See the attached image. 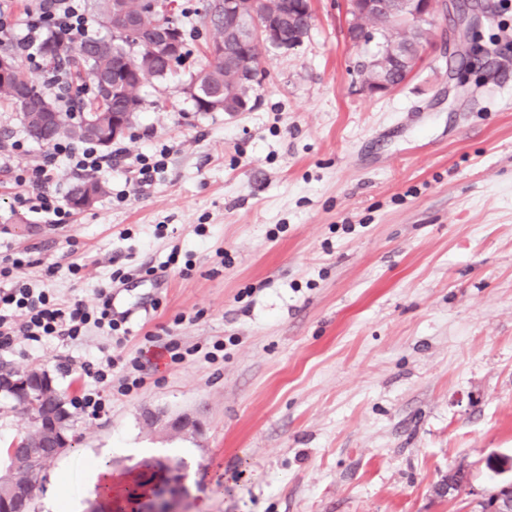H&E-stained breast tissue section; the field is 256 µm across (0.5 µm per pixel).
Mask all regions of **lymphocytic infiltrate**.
Listing matches in <instances>:
<instances>
[{
	"label": "lymphocytic infiltrate",
	"mask_w": 512,
	"mask_h": 512,
	"mask_svg": "<svg viewBox=\"0 0 512 512\" xmlns=\"http://www.w3.org/2000/svg\"><path fill=\"white\" fill-rule=\"evenodd\" d=\"M95 26L84 0H35L21 33L16 32L13 17L0 10V47H9L16 55L32 61L49 34L61 36L69 46L77 47L91 37ZM23 149L24 144L18 139L0 142V171L10 174L23 192L31 193L37 210L53 215L55 223H66L68 210L48 188L52 176L47 164L24 168L15 165L14 159ZM53 155L81 176L97 175L123 159L148 182L154 173L164 169L168 152L163 149L155 157L133 156L126 148L118 147L105 154L92 143L76 145L61 140L54 144ZM25 266L19 257L0 258V350L11 348L20 336L32 342L47 336L75 340L90 324L108 329L116 345H123L129 333L126 319L114 314L109 301H102L96 310L88 309L79 300L57 301L46 290L31 288L22 276Z\"/></svg>",
	"instance_id": "f902f5d3"
}]
</instances>
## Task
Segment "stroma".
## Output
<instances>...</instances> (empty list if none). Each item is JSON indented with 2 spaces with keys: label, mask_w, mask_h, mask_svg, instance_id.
Wrapping results in <instances>:
<instances>
[{
  "label": "stroma",
  "mask_w": 512,
  "mask_h": 512,
  "mask_svg": "<svg viewBox=\"0 0 512 512\" xmlns=\"http://www.w3.org/2000/svg\"><path fill=\"white\" fill-rule=\"evenodd\" d=\"M207 2L174 0L189 53L144 86L120 141L168 148L150 185L112 167L106 194L54 224L0 173V256L23 255L32 286L92 306L112 270L154 269L118 295L123 346L92 327L0 351V373L46 371L72 415L35 512L53 495L89 512L87 468L107 450L114 512H135L126 489L154 457L185 461L187 512H478L491 460L512 463V0H472L460 46L452 15H434L383 95L362 85L377 42L350 41L344 0H312L309 33L264 51L244 112L181 92L214 36ZM169 339L184 362L158 357ZM143 352L144 384L121 394ZM93 390L97 414L80 405ZM148 409L196 413L203 431L147 427ZM28 427L0 392V474ZM456 469L463 486L439 494Z\"/></svg>",
  "instance_id": "obj_1"
}]
</instances>
